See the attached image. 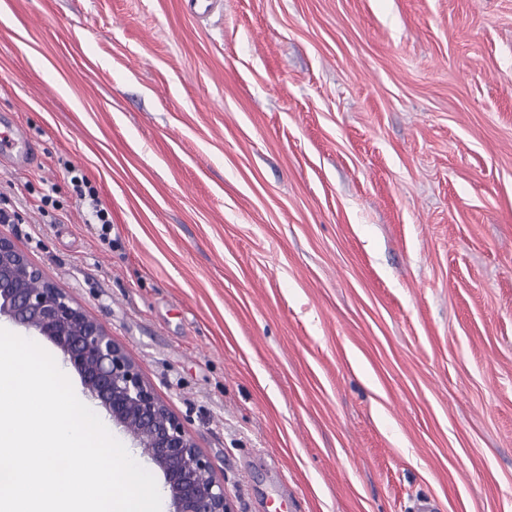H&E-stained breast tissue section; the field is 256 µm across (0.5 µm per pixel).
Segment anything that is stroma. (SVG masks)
I'll return each mask as SVG.
<instances>
[{
	"instance_id": "35a3bbf8",
	"label": "stroma",
	"mask_w": 512,
	"mask_h": 512,
	"mask_svg": "<svg viewBox=\"0 0 512 512\" xmlns=\"http://www.w3.org/2000/svg\"><path fill=\"white\" fill-rule=\"evenodd\" d=\"M15 125L0 234L235 512H512V0H0ZM0 146L2 155L7 152H13L23 161H29L32 159L33 155L31 153L29 142L24 135V132L19 128L12 131L11 135L1 132ZM70 182L80 199L85 201L88 199L87 203L91 217L96 221L95 224H102L101 229L103 233L107 234L106 231L112 224V217L108 210L101 206L97 190L90 186L89 181L84 176L74 175L71 177Z\"/></svg>"
}]
</instances>
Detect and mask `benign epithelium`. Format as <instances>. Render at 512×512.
<instances>
[{"instance_id":"benign-epithelium-1","label":"benign epithelium","mask_w":512,"mask_h":512,"mask_svg":"<svg viewBox=\"0 0 512 512\" xmlns=\"http://www.w3.org/2000/svg\"><path fill=\"white\" fill-rule=\"evenodd\" d=\"M36 279L40 287L26 283ZM33 329L62 353L90 397L162 471L173 512H234L213 463L138 366L66 292L0 234V317Z\"/></svg>"}]
</instances>
